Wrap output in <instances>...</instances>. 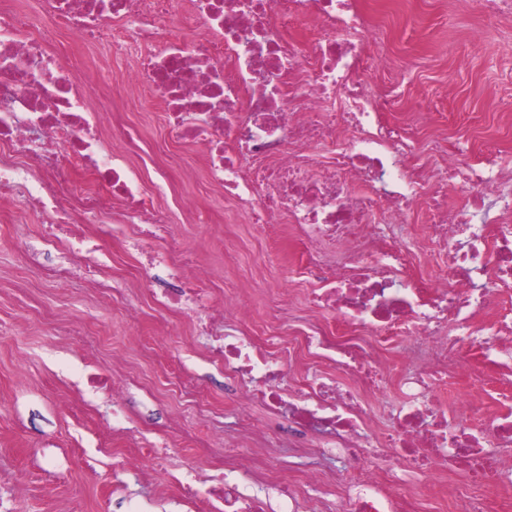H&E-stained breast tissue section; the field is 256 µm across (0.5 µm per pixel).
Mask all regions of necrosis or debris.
I'll return each mask as SVG.
<instances>
[{
  "instance_id": "1",
  "label": "necrosis or debris",
  "mask_w": 512,
  "mask_h": 512,
  "mask_svg": "<svg viewBox=\"0 0 512 512\" xmlns=\"http://www.w3.org/2000/svg\"><path fill=\"white\" fill-rule=\"evenodd\" d=\"M404 33L361 0H38L50 31L0 0V195L42 214L46 242L77 237L81 224L118 220L161 235L168 218L146 203L136 167L144 138L124 119L108 79L94 102L78 85L86 54L109 48L132 65L122 76L167 108L176 142L202 145L211 175L254 224L288 219L302 248L310 302L334 327L308 321L252 336L212 337L234 383L238 415L253 403L288 424V444L312 438L315 455L342 453L348 478L336 512H512V408L487 417L512 385V158L488 151L462 163L446 113L410 107L394 87L365 84V72L424 64L412 35L427 28V0H407ZM195 39L173 38L174 22ZM151 46L142 54V46ZM118 154L100 152L102 140ZM80 161L88 180L58 160ZM466 186L465 203L448 189ZM422 214L423 237L392 227ZM432 253L448 271L432 284L414 263ZM306 354L322 374L283 388L286 361ZM400 390L391 426L375 405L388 383ZM479 388L475 397L458 387ZM220 468L206 475L210 512H271L238 475L263 473L246 449L202 446ZM429 490L419 498L412 486Z\"/></svg>"
}]
</instances>
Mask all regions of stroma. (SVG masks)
I'll return each instance as SVG.
<instances>
[{"label":"stroma","instance_id":"obj_1","mask_svg":"<svg viewBox=\"0 0 512 512\" xmlns=\"http://www.w3.org/2000/svg\"><path fill=\"white\" fill-rule=\"evenodd\" d=\"M474 26L489 33L478 48L461 38ZM415 44L444 65L404 73L399 90L412 105L479 112L492 125L497 96L512 84V75L495 66L512 54V31L483 14L478 0H467L449 22L433 18ZM445 86L454 101L439 100ZM114 93L127 101L128 120L146 138L164 136L159 106L119 83ZM204 155L197 144L179 148L172 161L175 195L155 196V172L142 177L144 194L168 212L172 230L189 247L192 273L213 300L228 289L239 293L249 314L235 324L248 334L262 335L276 319L296 326L314 318L308 304L314 282L296 272L293 229L238 215L211 180ZM180 195L194 199L210 222L188 223ZM44 230L18 201H0V495L10 498L12 512H125L131 501L144 512H202L200 502L180 497L175 477L210 469L197 443H245L235 396L224 389V366L196 330L207 310L156 302L162 283L142 267L138 225H85L112 252L111 263L99 269L63 243L44 246ZM90 371L121 378L123 431L112 429L111 393L87 386ZM180 375L211 390L206 406L189 402L176 382ZM158 439L167 444L161 469L138 453Z\"/></svg>","mask_w":512,"mask_h":512}]
</instances>
